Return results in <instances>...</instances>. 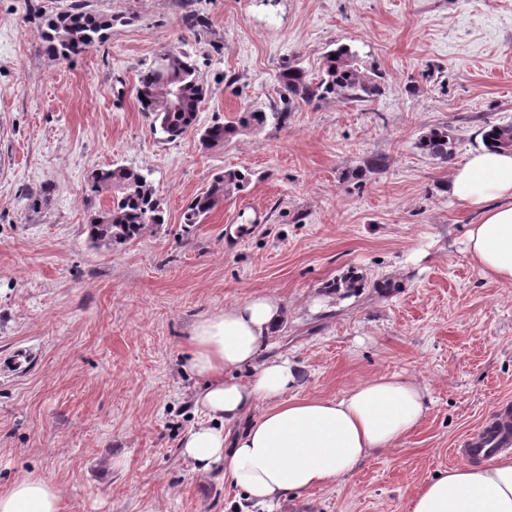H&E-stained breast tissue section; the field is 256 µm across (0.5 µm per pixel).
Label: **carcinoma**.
Returning a JSON list of instances; mask_svg holds the SVG:
<instances>
[{"instance_id":"carcinoma-1","label":"carcinoma","mask_w":512,"mask_h":512,"mask_svg":"<svg viewBox=\"0 0 512 512\" xmlns=\"http://www.w3.org/2000/svg\"><path fill=\"white\" fill-rule=\"evenodd\" d=\"M112 28V17L84 10V4H71L69 10L51 19L43 32L44 52L52 57L67 58L89 50L105 39ZM167 69L175 83L162 80L156 65L142 71L138 78L137 94L144 95L142 110L153 115L160 132L173 140L196 126L197 114L206 90L199 79L194 61L181 51H173ZM277 81L287 94L290 105L310 104L328 97L341 100L373 102L384 92L381 76L353 51L340 45L325 53L317 79L299 65L288 64L277 74ZM180 91L179 103L170 104L173 85ZM286 118L284 112H265L244 108L226 123L218 120L207 126L201 136L206 147L223 144L241 129L261 130L270 123L279 124ZM482 140L489 146L512 150V124L488 122L482 130ZM424 154L447 160L452 156L453 142L446 129H432L417 141ZM91 189L100 191L110 187L115 191L111 205L87 225L90 240L106 246L125 243L139 237L150 227L164 223L163 210L156 198L153 185L145 175L124 165L100 169L91 176ZM249 178L243 172L229 169L213 181L210 188L197 196L184 212L187 224H196L200 218L224 200L246 187ZM350 295L360 287L354 272L329 284Z\"/></svg>"}]
</instances>
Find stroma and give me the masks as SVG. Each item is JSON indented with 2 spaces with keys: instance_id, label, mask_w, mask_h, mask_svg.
<instances>
[{
  "instance_id": "1",
  "label": "stroma",
  "mask_w": 512,
  "mask_h": 512,
  "mask_svg": "<svg viewBox=\"0 0 512 512\" xmlns=\"http://www.w3.org/2000/svg\"><path fill=\"white\" fill-rule=\"evenodd\" d=\"M72 2L0 0V490L36 474L63 512H263L222 472L195 471L179 442L201 418L192 324L269 294L285 313L266 354L299 365V395L397 373L431 399L393 449L277 512H406L512 403V284L468 261L476 215L448 192L485 123H512V0H84L112 16L106 39L48 56L41 33ZM340 45L382 74L377 101L327 98L200 144L199 129L242 108L280 110L278 70L317 76ZM172 49L207 94L197 131L170 141L136 84ZM435 128L454 142L449 161L416 146ZM115 164L149 174L165 222L105 246L86 226L112 192L88 177ZM228 169L248 187L185 223ZM350 270L355 295L327 291Z\"/></svg>"
}]
</instances>
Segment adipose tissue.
I'll use <instances>...</instances> for the list:
<instances>
[{
    "label": "adipose tissue",
    "instance_id": "obj_1",
    "mask_svg": "<svg viewBox=\"0 0 512 512\" xmlns=\"http://www.w3.org/2000/svg\"><path fill=\"white\" fill-rule=\"evenodd\" d=\"M448 190L479 215L466 231L469 261L490 280L512 284V150L472 153ZM283 318L277 297L255 295L200 316L191 330L189 367L203 380L194 400L202 418L181 454L195 471L222 469L266 507L343 481L414 431L428 411L426 388L400 374L362 381L338 399L295 395L297 364L264 355ZM245 366L254 372L242 381L235 373ZM256 406L259 416L245 421ZM236 424L240 432L230 433ZM0 512H62L60 492L48 479L23 475L0 491ZM407 512H512V455L450 467L413 494Z\"/></svg>",
    "mask_w": 512,
    "mask_h": 512
}]
</instances>
